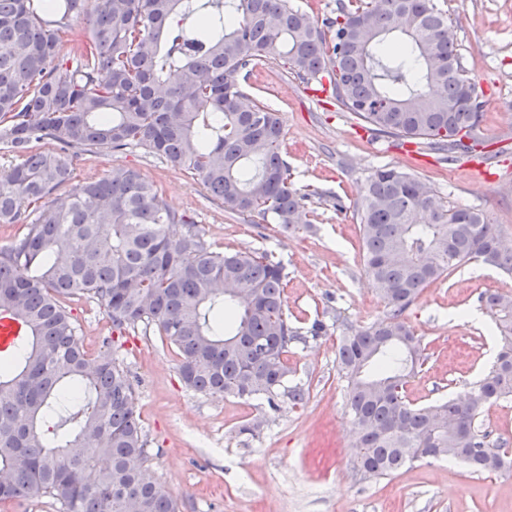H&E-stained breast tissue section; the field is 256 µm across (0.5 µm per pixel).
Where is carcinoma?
I'll return each instance as SVG.
<instances>
[{
    "mask_svg": "<svg viewBox=\"0 0 512 512\" xmlns=\"http://www.w3.org/2000/svg\"><path fill=\"white\" fill-rule=\"evenodd\" d=\"M392 33L404 40L386 51ZM271 58L303 80L328 73L336 105L379 135L473 150L475 87L434 0L342 3L323 23L288 0H0V151L15 158L0 173V224L21 225L0 248V311L23 327L0 351V502L179 512L148 465L127 371L111 343L94 355L79 346L66 299H98L121 333L155 325L187 387L274 404L298 338L281 263L180 232L184 217L133 168L52 198L73 179L64 154L136 144L198 176L233 213L286 229L307 223L279 117L245 103L239 84ZM45 140L56 151H32ZM359 219L364 270L386 313L341 337L336 353L356 474L380 479L424 459L512 472V453L478 421L484 405L512 398L511 295L480 296L500 345L463 397L420 406L405 395L425 350L406 310L471 260L512 274L498 225L395 169L368 177Z\"/></svg>",
    "mask_w": 512,
    "mask_h": 512,
    "instance_id": "cac0c4a2",
    "label": "carcinoma"
}]
</instances>
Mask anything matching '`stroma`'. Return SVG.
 Instances as JSON below:
<instances>
[{"mask_svg":"<svg viewBox=\"0 0 512 512\" xmlns=\"http://www.w3.org/2000/svg\"><path fill=\"white\" fill-rule=\"evenodd\" d=\"M446 10L483 117L471 158L444 161L420 144L373 134L340 110L329 77L304 81L269 59L242 79L250 98L276 110L290 182L305 197L308 223L292 229L258 224L226 211L190 172L131 145L119 152L88 150L75 182L113 167H133L160 189L217 251L247 250L281 262L288 278L284 312L300 334L288 345V387L275 404L199 393L179 374V358L156 327L113 335L105 307L76 297L65 305L88 353L105 337L134 384L149 463L180 512H512V474H473L444 461L423 460L376 481L360 480L346 412V383L336 365L341 336L386 312L364 271L358 204L377 169L394 168L427 184L438 198L482 210L512 241V0H466ZM512 294V275L478 261L425 288L405 318L422 337L426 360L406 387L423 405L464 395L488 371L498 349L484 292Z\"/></svg>","mask_w":512,"mask_h":512,"instance_id":"stroma-1","label":"stroma"}]
</instances>
